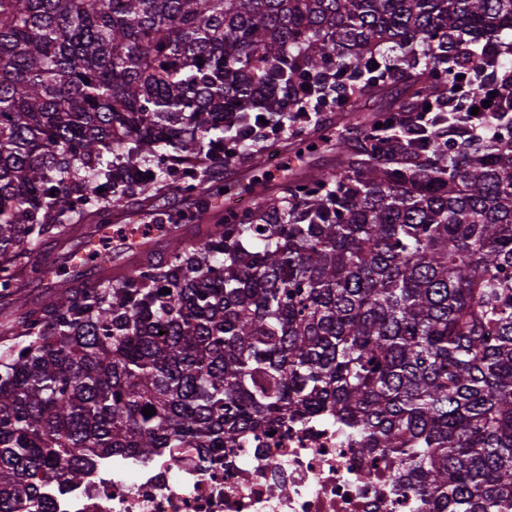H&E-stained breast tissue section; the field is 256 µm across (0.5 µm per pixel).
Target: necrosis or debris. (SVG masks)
<instances>
[{"label":"necrosis or debris","instance_id":"obj_1","mask_svg":"<svg viewBox=\"0 0 512 512\" xmlns=\"http://www.w3.org/2000/svg\"><path fill=\"white\" fill-rule=\"evenodd\" d=\"M396 468L395 459L366 453L317 417L209 458H116L45 495L51 512H428L420 495L394 485Z\"/></svg>","mask_w":512,"mask_h":512}]
</instances>
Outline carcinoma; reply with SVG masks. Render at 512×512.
<instances>
[{
    "instance_id": "cac0c4a2",
    "label": "carcinoma",
    "mask_w": 512,
    "mask_h": 512,
    "mask_svg": "<svg viewBox=\"0 0 512 512\" xmlns=\"http://www.w3.org/2000/svg\"><path fill=\"white\" fill-rule=\"evenodd\" d=\"M504 30L512 0H0V512L319 413L430 512H512V125L443 128L448 55L469 36L478 83ZM394 87L362 120L339 107ZM285 117L310 147L343 123L332 165L175 230L165 262L25 298L37 247L80 246L74 214L208 196L205 162Z\"/></svg>"
}]
</instances>
